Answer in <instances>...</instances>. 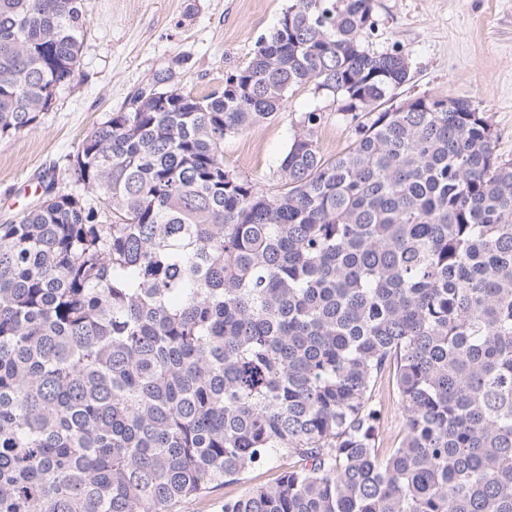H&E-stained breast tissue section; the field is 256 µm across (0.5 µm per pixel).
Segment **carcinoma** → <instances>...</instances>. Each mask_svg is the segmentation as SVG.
Listing matches in <instances>:
<instances>
[{
  "label": "carcinoma",
  "instance_id": "carcinoma-1",
  "mask_svg": "<svg viewBox=\"0 0 512 512\" xmlns=\"http://www.w3.org/2000/svg\"><path fill=\"white\" fill-rule=\"evenodd\" d=\"M87 23L0 0V139ZM373 29L372 0H291L223 90L157 74L0 224V512H171L274 459L223 512H512V159L466 100L392 104L410 63ZM302 85L352 146L303 113L265 193L224 140ZM381 392V391H380ZM382 394V419L381 436L382 448H391L398 439L403 429V418L401 411L394 401L391 386L388 387L387 381L383 386Z\"/></svg>",
  "mask_w": 512,
  "mask_h": 512
}]
</instances>
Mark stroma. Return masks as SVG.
Here are the masks:
<instances>
[{"label": "stroma", "mask_w": 512, "mask_h": 512, "mask_svg": "<svg viewBox=\"0 0 512 512\" xmlns=\"http://www.w3.org/2000/svg\"><path fill=\"white\" fill-rule=\"evenodd\" d=\"M290 0H85L88 25L80 74L59 90L31 130L0 139V223L32 206L39 178L63 169L69 154L157 73L197 97L223 90L260 38L277 25ZM374 52L397 51L411 63L400 99H464L490 118L496 151L512 159V0H373ZM319 110L325 156L346 150L353 125L311 86L292 89L274 117L224 142V163L274 190L293 125ZM272 467L249 471L173 512H222L224 499L271 480Z\"/></svg>", "instance_id": "stroma-1"}]
</instances>
